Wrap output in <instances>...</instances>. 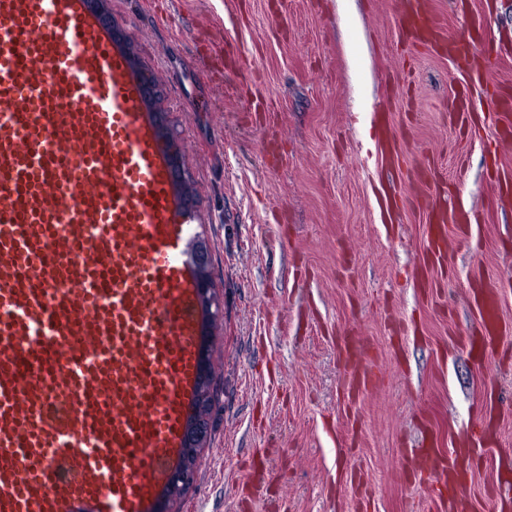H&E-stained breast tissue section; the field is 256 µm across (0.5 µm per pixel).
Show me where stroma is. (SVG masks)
I'll return each instance as SVG.
<instances>
[{
  "instance_id": "stroma-1",
  "label": "stroma",
  "mask_w": 512,
  "mask_h": 512,
  "mask_svg": "<svg viewBox=\"0 0 512 512\" xmlns=\"http://www.w3.org/2000/svg\"><path fill=\"white\" fill-rule=\"evenodd\" d=\"M447 38L477 26L499 58L485 82L512 85V0H424ZM110 0L109 17L161 93L164 124L196 201L185 241H205L222 304L211 329L219 400L193 482L169 512H437L410 452H440L491 416L463 491L470 512H498L512 481V334L484 358L470 282L496 285L512 322V201L491 169L512 170V135L464 134L447 54L410 42L401 0ZM229 41L245 67L203 77L206 41ZM385 113L401 155L381 169ZM429 173L425 185L417 170ZM402 200L383 223L381 191ZM475 212L479 236L448 227L428 247L429 200ZM361 337L381 384L356 402L338 346Z\"/></svg>"
}]
</instances>
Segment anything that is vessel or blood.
Wrapping results in <instances>:
<instances>
[{"label": "vessel or blood", "mask_w": 512, "mask_h": 512, "mask_svg": "<svg viewBox=\"0 0 512 512\" xmlns=\"http://www.w3.org/2000/svg\"><path fill=\"white\" fill-rule=\"evenodd\" d=\"M408 39L445 41L424 9ZM504 126L512 89H483ZM171 157L129 48L90 0H0V512H148L177 465L201 325ZM431 241L477 218L430 210ZM479 340L506 334L499 291L473 295ZM347 341L344 387L381 373ZM425 483L457 452L423 451Z\"/></svg>", "instance_id": "obj_1"}]
</instances>
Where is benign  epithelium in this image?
Segmentation results:
<instances>
[{
    "instance_id": "obj_1",
    "label": "benign epithelium",
    "mask_w": 512,
    "mask_h": 512,
    "mask_svg": "<svg viewBox=\"0 0 512 512\" xmlns=\"http://www.w3.org/2000/svg\"><path fill=\"white\" fill-rule=\"evenodd\" d=\"M193 265L196 271V303L203 315L204 326L215 320L220 306L214 292L209 272V250L204 242H197L192 248ZM213 388L209 372L208 344L206 336H201L198 347V389L183 433V449L180 464L168 475L167 485L156 512H167V504L179 496L193 481L194 462L204 437L203 424L208 419Z\"/></svg>"
}]
</instances>
